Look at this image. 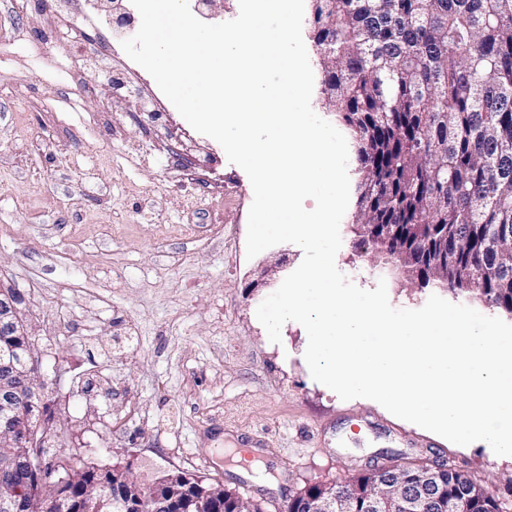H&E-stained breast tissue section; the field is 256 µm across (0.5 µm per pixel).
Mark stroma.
Returning <instances> with one entry per match:
<instances>
[{
  "instance_id": "1",
  "label": "stroma",
  "mask_w": 512,
  "mask_h": 512,
  "mask_svg": "<svg viewBox=\"0 0 512 512\" xmlns=\"http://www.w3.org/2000/svg\"><path fill=\"white\" fill-rule=\"evenodd\" d=\"M71 12L58 33L50 0H0V288L24 299L55 451L122 462L144 484L207 476L272 508L308 484L441 457L512 512V456L341 400L312 378L298 322L269 340L256 310L303 252L247 258L251 183L123 51L141 23L131 0L112 10L120 32L85 0ZM33 45L99 63L43 79ZM76 96L80 112L62 111ZM353 217L336 255L350 281H385L396 308L448 298L358 255Z\"/></svg>"
}]
</instances>
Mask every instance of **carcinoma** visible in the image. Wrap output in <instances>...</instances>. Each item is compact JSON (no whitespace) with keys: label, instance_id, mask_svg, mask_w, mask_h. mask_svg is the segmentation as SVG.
<instances>
[{"label":"carcinoma","instance_id":"carcinoma-1","mask_svg":"<svg viewBox=\"0 0 512 512\" xmlns=\"http://www.w3.org/2000/svg\"><path fill=\"white\" fill-rule=\"evenodd\" d=\"M311 26L322 108L357 147L355 248L412 284L433 282L512 316V0H311ZM442 239L452 260L421 262ZM34 452L25 441L8 449L16 497L27 504L65 473L29 470ZM435 464L440 498L474 487L448 461ZM393 474L419 479L412 466L374 469L310 485L277 512H309L321 495L364 512ZM114 489L137 492L122 469L88 467L59 494L74 512L92 493L96 512H112ZM155 494L197 509L195 491L179 481Z\"/></svg>","mask_w":512,"mask_h":512}]
</instances>
